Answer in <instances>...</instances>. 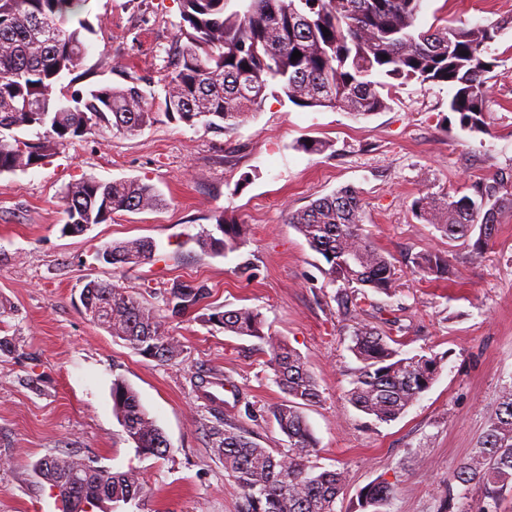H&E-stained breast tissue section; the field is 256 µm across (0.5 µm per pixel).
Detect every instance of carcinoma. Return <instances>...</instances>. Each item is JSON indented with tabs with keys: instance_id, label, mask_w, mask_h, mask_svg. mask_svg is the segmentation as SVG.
I'll list each match as a JSON object with an SVG mask.
<instances>
[{
	"instance_id": "cac0c4a2",
	"label": "carcinoma",
	"mask_w": 512,
	"mask_h": 512,
	"mask_svg": "<svg viewBox=\"0 0 512 512\" xmlns=\"http://www.w3.org/2000/svg\"><path fill=\"white\" fill-rule=\"evenodd\" d=\"M78 0H0V130L42 127L33 142L0 134V174L31 168L77 137L102 138L134 134L157 121L158 112L186 124L204 118L216 129L240 125L276 85L301 108H339L354 117H368L389 107L387 92L395 82L446 84L453 91L449 109L471 131L485 126L487 93L485 59L497 29L489 25H418L422 0H180L177 63L167 77L160 111L153 109L138 86L91 88L68 93L63 80L85 59V20L70 24ZM328 29L326 36L323 29ZM302 56L292 59L294 51ZM61 201L66 225L102 224L119 211L154 210L163 198L156 187L137 180L102 182L93 177L68 184ZM421 219L450 240L474 239L482 251L493 243L504 213L512 211V185L504 178L479 181L474 196L427 194L415 200ZM220 236L206 235L198 245L228 252L244 241V226L224 212L214 215ZM287 223L303 235L325 260V274L340 282L335 296L343 314L354 322L350 351L361 363L348 400L352 406L388 423L402 416L433 382L439 361L408 356L393 347L360 316L367 290L388 293L395 286L390 259L362 232L363 203L356 190L343 187L290 211ZM112 264L137 266L154 256L155 245L144 238L110 244ZM425 277L448 276V260L422 253L412 260ZM90 321L139 353L169 362L180 344L168 335V318H182L209 298L203 285L175 283L162 295L163 308L143 302L110 282L86 284ZM211 319L236 336L265 338L264 320L250 307L217 311ZM268 364L285 397L271 414L288 438L278 451L253 441L234 422L211 428L212 447L224 471L244 493L242 512H335L347 472L318 470V452L302 409L319 400L318 385L301 356L284 341H270ZM113 410L128 439L143 455L163 457L169 443L142 407L137 393L121 377L112 380ZM36 470L50 487L61 488L63 512H86L110 502L145 512L148 489L130 469L109 472L70 456L43 458ZM467 495L477 489L475 512H497L512 497V385L477 448L448 477V490ZM393 487L386 481L361 491L363 508L384 512Z\"/></svg>"
}]
</instances>
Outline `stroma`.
I'll return each instance as SVG.
<instances>
[{
  "label": "stroma",
  "instance_id": "1",
  "mask_svg": "<svg viewBox=\"0 0 512 512\" xmlns=\"http://www.w3.org/2000/svg\"><path fill=\"white\" fill-rule=\"evenodd\" d=\"M95 28L73 87L123 86L130 77L153 102L176 53L179 0H85ZM495 25L485 55L489 112L483 131L464 130L448 108L452 91L412 81L388 109L353 119L331 108H300L267 93L242 125L226 130L198 120L159 118L133 135L75 138L41 164L0 175V512H61L35 471L47 456L75 455L112 472L140 471L148 512H239L243 492L211 443L216 419L199 375L224 381V416L265 448H287L271 409L283 393L267 365L268 340L286 341L304 359L320 391L303 415L320 469L346 468L336 512H364L360 493L384 480L395 492L386 512H470L448 476L483 436L503 388L512 384V213L485 253L449 241L414 213L435 193L472 194L475 182L512 178V0H422L419 23ZM308 139L328 142L321 154ZM139 179L162 194L158 209L123 212L79 234L66 232L60 196L75 180ZM343 186L364 205L363 229L397 272L388 294L369 293L366 323L404 353L434 355L440 370L395 421L357 411L347 393L359 368L349 350L352 324L324 273V258L288 224V212ZM232 211L248 234L232 252L202 250L213 215ZM153 241V260L118 268L99 260L103 245ZM420 252L447 257L445 280L411 273ZM251 267L252 280L240 267ZM107 281L151 304L176 282L202 283L208 301L166 331L181 345L175 361L145 357L89 322L79 300L85 283ZM260 309L264 339L236 336L215 311ZM123 378L162 428L167 456L136 452L112 408V381Z\"/></svg>",
  "mask_w": 512,
  "mask_h": 512
}]
</instances>
